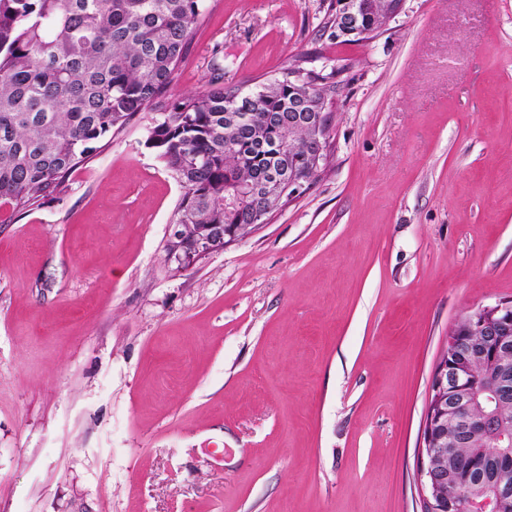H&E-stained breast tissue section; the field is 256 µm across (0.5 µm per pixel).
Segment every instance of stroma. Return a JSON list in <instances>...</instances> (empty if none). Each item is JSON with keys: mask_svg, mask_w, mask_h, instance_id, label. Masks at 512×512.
<instances>
[{"mask_svg": "<svg viewBox=\"0 0 512 512\" xmlns=\"http://www.w3.org/2000/svg\"><path fill=\"white\" fill-rule=\"evenodd\" d=\"M205 0L171 92L336 72L328 161L188 269L137 115L62 193L0 210V512H421L456 321L512 300V0ZM402 2L403 0H336L331 25L336 36L340 34L356 38L344 41L359 42L360 38H369L375 33L365 29V17L375 18L379 23H387L399 13ZM372 18L368 19L369 27L375 25Z\"/></svg>", "mask_w": 512, "mask_h": 512, "instance_id": "1", "label": "stroma"}]
</instances>
